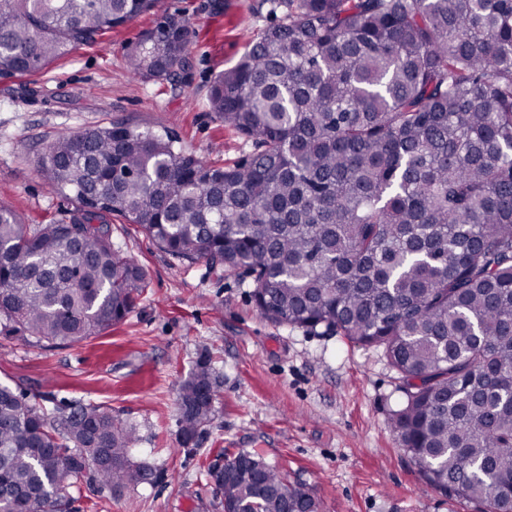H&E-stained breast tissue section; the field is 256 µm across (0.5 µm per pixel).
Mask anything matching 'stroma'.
Returning a JSON list of instances; mask_svg holds the SVG:
<instances>
[{
    "instance_id": "35a3bbf8",
    "label": "stroma",
    "mask_w": 512,
    "mask_h": 512,
    "mask_svg": "<svg viewBox=\"0 0 512 512\" xmlns=\"http://www.w3.org/2000/svg\"><path fill=\"white\" fill-rule=\"evenodd\" d=\"M193 30L174 82H141L126 53L157 18L113 28L46 69L0 77V203L25 223L67 221L71 203L45 182L40 161L61 133L119 122L175 133L184 150L222 166L243 138L208 105L215 77L269 25L262 0H161ZM112 240L135 256L149 285L126 319L64 348L0 338V383L49 393L60 407L101 404L138 431L135 461L154 482L115 495L70 487L72 512H224L207 474L224 451L256 450L315 493L322 512H477L427 486L389 422L403 402L380 352L346 337L278 325L257 310L248 280L166 254L135 224L112 219ZM218 387L198 445L179 443L180 387L201 351Z\"/></svg>"
}]
</instances>
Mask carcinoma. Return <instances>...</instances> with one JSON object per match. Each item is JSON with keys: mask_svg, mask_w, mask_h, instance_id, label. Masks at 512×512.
Masks as SVG:
<instances>
[{"mask_svg": "<svg viewBox=\"0 0 512 512\" xmlns=\"http://www.w3.org/2000/svg\"><path fill=\"white\" fill-rule=\"evenodd\" d=\"M270 25L213 82L250 151L215 166L167 131L62 133L41 159L74 207L25 224L0 204V335L64 347L147 288L112 216L172 257L250 279L258 311L379 349L405 400L390 426L425 483L512 512V0H262ZM159 0H0V77L40 71ZM167 16L126 53L138 81L185 69ZM217 379L198 356L179 435L196 445ZM135 429L98 404L49 409L0 384V512H69L68 480L152 481ZM227 512H321L257 451L224 453Z\"/></svg>", "mask_w": 512, "mask_h": 512, "instance_id": "carcinoma-1", "label": "carcinoma"}]
</instances>
